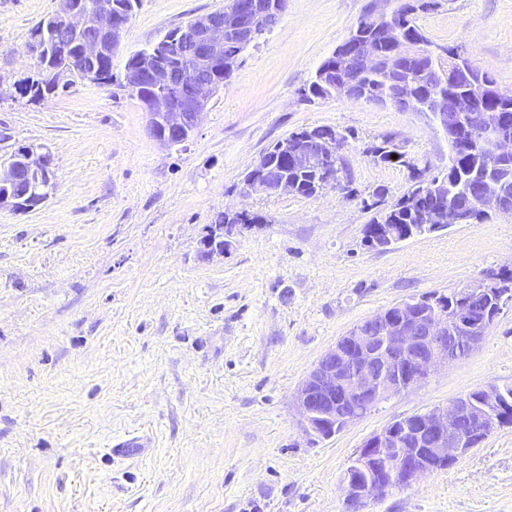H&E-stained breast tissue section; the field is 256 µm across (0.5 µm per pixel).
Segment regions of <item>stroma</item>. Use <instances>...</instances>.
Masks as SVG:
<instances>
[{
	"instance_id": "stroma-1",
	"label": "stroma",
	"mask_w": 512,
	"mask_h": 512,
	"mask_svg": "<svg viewBox=\"0 0 512 512\" xmlns=\"http://www.w3.org/2000/svg\"><path fill=\"white\" fill-rule=\"evenodd\" d=\"M401 2L288 0L193 138L167 148L122 85L125 63L224 0H141L112 83L38 104L13 85L57 0H0V155L40 145L56 171L45 202L0 209V512H345L344 472L374 432L512 385L510 305L467 357L332 438L312 440L299 423L298 386L355 325L512 268V217L368 248L371 203L407 193L413 169L445 175L448 136L422 112L301 96L361 17ZM416 22L512 92V0H435ZM318 125L349 136L340 187L244 192L268 148ZM387 135L407 165L368 153ZM224 211L259 221L201 260L199 242ZM133 432L150 447L112 457ZM365 512H512V425Z\"/></svg>"
}]
</instances>
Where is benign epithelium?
I'll list each match as a JSON object with an SVG mask.
<instances>
[{"label":"benign epithelium","instance_id":"1","mask_svg":"<svg viewBox=\"0 0 512 512\" xmlns=\"http://www.w3.org/2000/svg\"><path fill=\"white\" fill-rule=\"evenodd\" d=\"M287 6L288 0H224L221 9L191 18L173 36L162 38L141 54L138 64L126 71L125 81L135 91L151 90L145 109L156 142L174 147L190 140L202 113L222 87L217 79L221 65L234 68L232 60L224 55L225 48L244 50L280 21ZM127 28L128 22L114 18L109 9L91 14L71 0H58L54 47L66 53L77 45L76 61L94 76L109 49L122 44ZM407 51L413 53L415 48L350 38L336 48L334 56L339 70L369 73L385 85ZM317 78L325 85L328 98H359L349 81L329 82L323 72ZM502 94L496 84L482 76L455 112L436 113L453 154H465L478 143L498 164L512 162V137L501 132L484 107L487 99ZM475 133L479 135L477 142L473 139ZM346 143V135L334 127L317 131L306 127L282 140L277 152L285 153L296 167L319 170L328 186L338 187L335 166L343 157ZM24 163L40 179L28 178L8 159L0 162V185L26 182L31 191L28 198L23 194L0 195V208L32 209L48 198L56 179L51 155L32 151ZM244 187L266 195L295 193L288 178H266L255 167L244 176ZM473 210L484 215L508 214L512 212V199L489 192L474 202ZM460 222L458 213L446 207L429 209L422 215V228L432 231L443 224ZM247 228V224H226L207 233L200 241L199 256L210 259L226 253L234 236ZM511 291L512 284L496 274L458 289L456 322L470 326V336L452 335L448 309L435 297L402 300L356 325L320 357L298 387L295 402L303 431L314 436L325 427L344 429L387 397L420 385L431 373L462 358L460 347L472 352L497 319V313L485 304V296ZM511 423L494 386L481 390L477 402L465 394L445 407L406 417L399 428L391 422L356 452L344 481L345 504L362 512L390 490L410 487L456 463L492 432Z\"/></svg>","mask_w":512,"mask_h":512}]
</instances>
